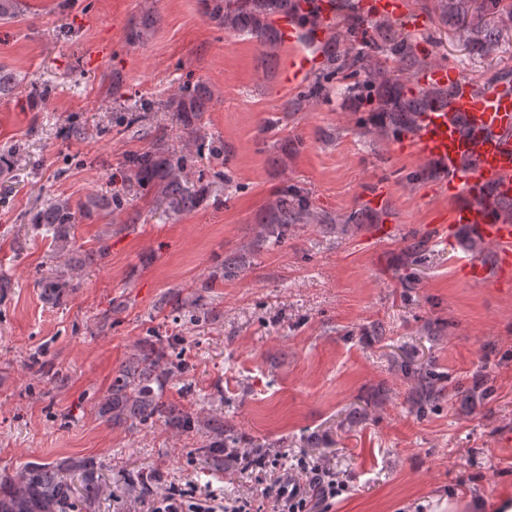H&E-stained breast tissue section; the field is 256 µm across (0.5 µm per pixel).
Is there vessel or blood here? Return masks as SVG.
<instances>
[{
    "label": "vessel or blood",
    "mask_w": 512,
    "mask_h": 512,
    "mask_svg": "<svg viewBox=\"0 0 512 512\" xmlns=\"http://www.w3.org/2000/svg\"><path fill=\"white\" fill-rule=\"evenodd\" d=\"M405 0H371V17L398 18L405 14ZM331 12L318 23L299 26L294 11L274 17L286 52L279 67L281 83L304 85L324 60ZM422 85L435 84L448 95L421 112L407 144L432 161L443 175V188L456 202L447 223L438 225L442 243H450L458 227L495 249V264L479 258H458L456 266L469 281L501 287L512 283V224L494 219L495 199H512V79L500 77L476 82L459 70L443 66L426 71Z\"/></svg>",
    "instance_id": "vessel-or-blood-1"
}]
</instances>
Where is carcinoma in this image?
<instances>
[{"label": "carcinoma", "mask_w": 512, "mask_h": 512, "mask_svg": "<svg viewBox=\"0 0 512 512\" xmlns=\"http://www.w3.org/2000/svg\"><path fill=\"white\" fill-rule=\"evenodd\" d=\"M294 0H208V17L224 29L245 34L253 39L262 52L272 57L279 50V39L270 19L293 7ZM435 9L440 18L448 21L452 15L461 21L462 31L469 34L473 45L487 49L496 41V32L467 21L469 10L476 14L496 13L512 21V4L505 0H437ZM342 27L331 37L326 52V72L316 79L311 94L322 91V80L341 75L346 81L345 90L351 92L380 118L382 128L396 137L412 128L416 114L428 102L441 98L445 91L438 89L418 91L413 96L405 94L406 83L397 78L392 65L403 72H415L431 66L429 55L418 52L417 36L401 32L390 47L367 57L356 51L359 34L368 25V17L356 11L352 0H337ZM345 49L336 55V43ZM206 96L200 88L184 89L179 101V111L189 117L184 125L187 136L198 140V129L192 118L204 109ZM192 156L169 148L165 135H159L147 149L132 155L128 163L135 170L138 185L145 189L157 188L160 194L174 204L177 211H191L197 206L196 194L183 181ZM307 201L286 188L282 189L272 211L271 223L277 225V237H287L288 230L296 224L311 222ZM33 229L52 239L60 252L70 245L71 231L76 223V211L67 199H56L36 212L30 219ZM70 280L55 275L42 284L45 298L53 300L66 288ZM166 355L164 349H149L128 360L112 380L108 395L99 408L100 416L115 425L132 422L145 425L158 421L184 432L195 430V420L182 406L165 398L166 376L157 370V362ZM400 370L412 381L407 400L420 411L437 406L443 388L433 371L411 368L409 363ZM212 437L195 449V457L213 468H224V449L237 446L233 429L220 418L207 423ZM102 489L100 468L92 461L65 458L54 464L27 462L19 470L0 472V512H80L97 500Z\"/></svg>", "instance_id": "cac0c4a2"}]
</instances>
